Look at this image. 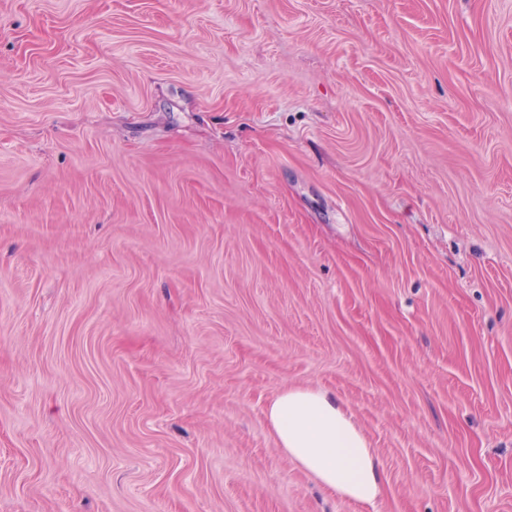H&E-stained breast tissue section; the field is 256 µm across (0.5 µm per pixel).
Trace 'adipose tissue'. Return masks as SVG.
<instances>
[{
  "mask_svg": "<svg viewBox=\"0 0 512 512\" xmlns=\"http://www.w3.org/2000/svg\"><path fill=\"white\" fill-rule=\"evenodd\" d=\"M279 448L323 487L371 504L382 494V475L361 429L335 396L314 388H286L266 409Z\"/></svg>",
  "mask_w": 512,
  "mask_h": 512,
  "instance_id": "ef3b65f1",
  "label": "adipose tissue"
}]
</instances>
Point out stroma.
Masks as SVG:
<instances>
[{
    "label": "stroma",
    "mask_w": 512,
    "mask_h": 512,
    "mask_svg": "<svg viewBox=\"0 0 512 512\" xmlns=\"http://www.w3.org/2000/svg\"><path fill=\"white\" fill-rule=\"evenodd\" d=\"M0 512H512V0H0ZM284 454L323 487L358 503L382 494V475L361 429L335 396L314 388H285L266 409Z\"/></svg>",
    "instance_id": "stroma-1"
}]
</instances>
